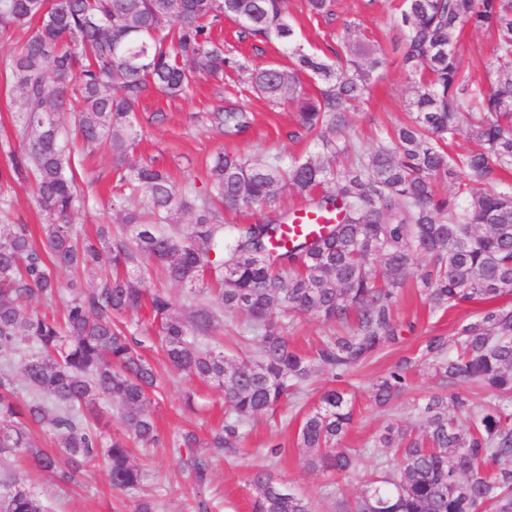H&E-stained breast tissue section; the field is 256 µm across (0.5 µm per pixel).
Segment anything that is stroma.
I'll use <instances>...</instances> for the list:
<instances>
[{
	"label": "stroma",
	"instance_id": "stroma-1",
	"mask_svg": "<svg viewBox=\"0 0 512 512\" xmlns=\"http://www.w3.org/2000/svg\"><path fill=\"white\" fill-rule=\"evenodd\" d=\"M399 0H334L332 15L317 16L310 12L307 0H286L285 9L294 28V41L307 52L332 56L339 50L338 35L344 23L358 25L380 48L382 63L374 71L367 101L350 115L354 142L374 144L380 129L391 128L410 118L405 104L414 85L406 72L391 38L397 25ZM240 28L231 18L224 19L218 36L224 49L253 67L289 66L291 60L281 44L274 41L239 40ZM496 37L489 30H468L463 34L459 53L465 70L475 83L489 86L491 77L486 64L494 55ZM237 107L248 112L250 125L237 136L218 131L211 116L218 107ZM139 144L133 161H153L169 173L179 189L201 192L209 187V171L218 154L241 156L278 153L300 156L314 152L310 138L296 136L294 108L290 102L269 106L240 85L236 73L220 78L204 77L189 93L171 98L149 90L135 108ZM77 183L87 197L85 206L75 216L74 229L95 237L99 225H110L113 236L126 237L128 226L121 224L112 208L113 162L110 152L99 150L76 168ZM43 213L30 183L15 180L0 183V224L29 225L33 235H40ZM483 302H472L449 310H431L415 279H408L397 295L396 318L401 326L397 343L383 348L365 362L353 366L339 377L322 375L314 379L297 398L282 400L274 409L258 415L240 429L237 453L214 450L210 442L224 420V393L215 385L171 371L162 355L152 349L143 354L164 377L161 393L153 399L151 413L166 437L155 445H132L131 454L148 473L141 485L142 497L158 503V512H183L192 496V478L178 449L170 439L174 435L194 432L207 459L210 480L203 495L211 512H251L250 477L258 468L272 471L278 478L307 495L315 512H336L337 497L330 495L331 484H338L339 495H355L364 475L373 469L378 451L373 440L388 425L418 427L417 406L435 390L436 379L422 350L430 337L454 335L462 326L473 322L486 310ZM412 362L403 391L390 406L380 408L372 401V390L379 380L392 371L400 359ZM344 392L353 408V421L341 441L354 449L356 469L350 479L333 481L328 473L308 470L303 453L296 446L297 429L305 413L319 401L325 391ZM192 394L194 411L183 407L185 394ZM283 444L285 454L266 456L265 450ZM20 477L48 512H133L130 495L112 488L104 467L90 469L78 480L64 483L48 476L26 461L12 457L0 459V490L13 477Z\"/></svg>",
	"mask_w": 512,
	"mask_h": 512
}]
</instances>
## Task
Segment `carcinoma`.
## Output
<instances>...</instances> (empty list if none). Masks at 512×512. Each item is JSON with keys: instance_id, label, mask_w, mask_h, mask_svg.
Returning <instances> with one entry per match:
<instances>
[{"instance_id": "1", "label": "carcinoma", "mask_w": 512, "mask_h": 512, "mask_svg": "<svg viewBox=\"0 0 512 512\" xmlns=\"http://www.w3.org/2000/svg\"><path fill=\"white\" fill-rule=\"evenodd\" d=\"M401 64L414 77L406 110L411 118L381 133L353 159L338 133L347 114L370 90L381 65L377 50L345 26L343 51L331 63L293 44L283 0H0V35L26 32L3 78L18 91L20 150L7 155L0 180L26 179L44 212L42 247L26 224H0V357L17 355L29 390L21 399L14 377L0 372V454H21L49 475L69 481L92 463L108 470L113 488L139 489L145 474L122 440L98 429L97 403L118 402L120 421L145 444L162 442L149 411L161 381L141 355L143 340L124 317L149 305L155 340L172 370L224 390L228 423L212 441L235 453L239 425L288 395L302 393L319 374L338 376L398 340L396 289L414 275L433 310L494 302L512 293V0H403L398 5ZM231 17L240 36L274 39L288 48V67H251L224 53L213 31ZM466 28L491 29L496 53L488 62L494 83L471 82L458 54ZM232 70L247 75L268 103L290 100L298 125L317 152L284 161L224 154L210 168L205 195L179 190L151 164H131L138 133L132 114L148 89L185 94L201 75ZM320 81L314 95L302 78ZM81 104L74 133L62 135L56 114ZM227 135L248 127L239 108L213 113ZM479 148L458 152L461 128ZM112 150L121 223L132 237L79 241L73 219L85 204L76 186V160ZM492 182L468 190L462 175ZM444 179L457 192L440 196ZM289 188L319 215L335 213L326 233L276 246L279 223L228 224L223 212L272 207ZM148 199L141 209L135 193ZM177 212L195 221L177 236L159 225ZM425 263L418 265L419 258ZM156 263L165 278L189 290L184 303L145 285L141 267ZM112 268V275L96 280ZM58 270L77 276L63 283ZM215 288L195 289L205 275ZM212 293L213 301L201 297ZM63 306V318L29 308L32 298ZM311 313L336 326L307 356L296 351L279 314ZM244 314L253 354L224 355L221 315ZM424 356L434 360L437 389L418 408L422 436L389 426L375 448H394L397 468L366 479L344 512H512V309H489L452 337L432 336ZM411 361L403 359L380 381L374 401L386 406L404 388ZM470 383L491 394L482 406L453 387ZM352 421L345 393L331 390L308 411L298 432L307 464L349 477L356 454L339 447ZM47 427L58 452L32 447L30 427ZM188 449L186 464L199 489L196 512H209L200 489L208 464L195 453L191 432L173 440ZM251 512H313L310 499L271 471L250 479ZM7 512H44L23 480L6 494Z\"/></svg>"}]
</instances>
